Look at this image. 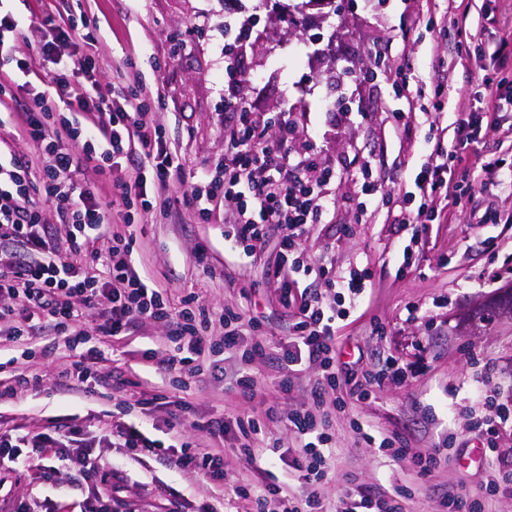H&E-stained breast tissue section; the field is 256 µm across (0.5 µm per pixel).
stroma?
I'll use <instances>...</instances> for the list:
<instances>
[{
	"mask_svg": "<svg viewBox=\"0 0 512 512\" xmlns=\"http://www.w3.org/2000/svg\"><path fill=\"white\" fill-rule=\"evenodd\" d=\"M455 5L467 17L475 51L459 48L444 0H337L326 18L292 17L275 0H0V9L24 26L10 52L31 60L33 85L47 86L55 76L52 64L38 59L41 46L56 26L77 17L83 25L60 50L95 56L105 71L99 95L115 98V71L138 81L148 118L161 128L180 166L147 210L126 205L112 178L99 177L97 184L113 229L134 240L136 267L171 303L195 294L214 310H237L273 350L292 332L293 319L279 302L272 274L277 242L249 254L232 251L224 242V218L233 200L203 199L195 208L183 203L201 171L224 169L228 101L243 103L266 123L270 145L293 158H311V176L326 165L339 172L325 188L332 208L301 245L306 261L323 263L331 274L352 268L370 274L364 300L336 324V395L345 404L333 422L336 466L325 486L335 505L349 489L390 496L403 490L404 512H443L445 494L463 489L478 498L483 512H512V493L492 490L489 467L494 449L512 448V427L489 434L474 420L485 402L512 407V315L500 307L512 286V192L474 191L459 207L447 208L443 224L400 226L386 208L372 206L362 214L355 202L361 175L396 191L410 185L428 154L453 149L461 117L456 103L470 72L512 73V58L493 54L500 11L512 9V0ZM407 69L446 77L454 90L443 97L442 111L412 112L401 129L394 118L403 106L395 80ZM284 112L286 126L280 122ZM497 122L486 142L468 147L469 168L480 169L487 155L512 167V113ZM487 211L498 214V223H479ZM413 238L418 244L407 261L403 247ZM201 245L209 252L203 267L195 261ZM40 333L48 339L37 361L42 386L0 401V424L39 429L68 418L100 439L121 421L164 438L169 407L141 412L130 387L104 398L75 393L58 377L69 348L50 328ZM164 333L162 324L146 322L105 343L89 334L85 344L101 347V372L157 386V367L171 352L159 342ZM389 358L398 360L404 378L385 382L361 400L348 399L347 373L362 375ZM242 369L260 384L249 401L235 383ZM319 377L318 367L303 368L289 393H281L276 358L252 362L241 348L225 354L222 382L191 381L170 392L199 421L240 413L264 432L267 458L253 466L240 455L236 438L226 436L225 486L244 477L278 484L288 476L280 453L300 441L288 417L309 400ZM368 433L400 438L414 452L440 449L438 465L429 475H416L408 463L369 445ZM102 454L122 485L113 502L116 512H165L170 500L180 501L183 512H207L216 502L202 476L166 459L117 447L103 448ZM54 466L55 480L0 463V512H16L21 504L51 512L63 497L86 498L90 486L66 490L68 462Z\"/></svg>",
	"mask_w": 512,
	"mask_h": 512,
	"instance_id": "stroma-1",
	"label": "stroma"
}]
</instances>
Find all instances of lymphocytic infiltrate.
<instances>
[{
  "label": "lymphocytic infiltrate",
  "mask_w": 512,
  "mask_h": 512,
  "mask_svg": "<svg viewBox=\"0 0 512 512\" xmlns=\"http://www.w3.org/2000/svg\"><path fill=\"white\" fill-rule=\"evenodd\" d=\"M70 31L58 27L53 40L40 49L53 58L59 79L53 91L28 88L27 104L19 115L25 134L35 142L39 155L17 160L11 166L0 165V242L15 243L12 251L0 249V324H7L9 342L22 346L23 355L34 359L35 324L47 323L68 343L84 339L87 320H94L97 336H122L140 321L162 323L167 329L166 343L176 348L159 369L165 376L193 379L216 365L220 352L235 351L246 328L241 314L226 309L213 315L197 296H190L181 306L167 303L161 291L150 287L131 261L132 240L112 232L110 217L92 186L77 187L72 176L93 172L113 176L119 160H126L129 179H117L125 203H140L150 208L149 196L166 186L175 167L162 132L147 117V106L136 89H129L119 105L103 104L97 95L101 67L90 56L76 59L56 55L58 42L68 40ZM80 72L85 78L81 88H73L68 77ZM78 106L85 121L70 119L65 109ZM460 111L467 118L459 129L454 151L447 160L431 155L421 164L414 179V191L401 197L394 215L398 224H430L435 219L436 199H460L461 195L488 185L512 182L492 164L482 168V179L467 184L455 182L453 165L462 163V149L485 140L493 122L490 112H512V83L496 80L489 74L471 73L468 86L458 99ZM232 151L224 161V177L216 180L209 174L201 179L207 192L192 190L185 204L197 202L199 196L235 200L234 212L227 217L224 240L231 248L251 250L271 236H279L285 259L273 271L280 283V302L294 317L293 334L282 347L280 357L284 376L281 390H288L299 367L317 366L321 371L308 403L288 418L302 438L292 458V467L301 472L299 493L288 485L269 484L257 487L242 479L232 488L237 500L247 504L249 512H332L322 490L335 456L329 449V428L336 409V323L348 317L367 288L368 276L350 272L337 276L330 287L344 302L337 313L327 310L325 297L311 289L294 293L289 270L300 265L301 241L311 224L327 211L330 200L324 188L336 180L335 168H322L319 178H311L305 159L287 161L281 149L268 145L265 129L249 113H235L228 129ZM139 141L143 154L131 157L132 141ZM48 164H41V157ZM41 190L54 198L60 215L59 224H42L39 209L31 196ZM107 236L108 249L100 262L88 260L89 240ZM224 327L223 336L210 332L213 322ZM103 359L100 350L90 349L71 356L59 376L80 392L108 384L107 375L97 370ZM188 408L171 414L167 429L169 441L151 438L138 427L117 426L115 435L120 446L143 457L173 458L177 467L205 478L216 492L224 490V437L236 429L239 451L249 463L266 455L259 429L248 417L235 420L210 419L204 427L208 444L187 440L188 430L197 429ZM95 442L71 421L52 420L41 431L22 428L0 433V458H9L23 466L44 467L54 475L46 460L54 456L70 463L72 478L84 483H104L78 503V512H112L109 475Z\"/></svg>",
  "instance_id": "1"
}]
</instances>
